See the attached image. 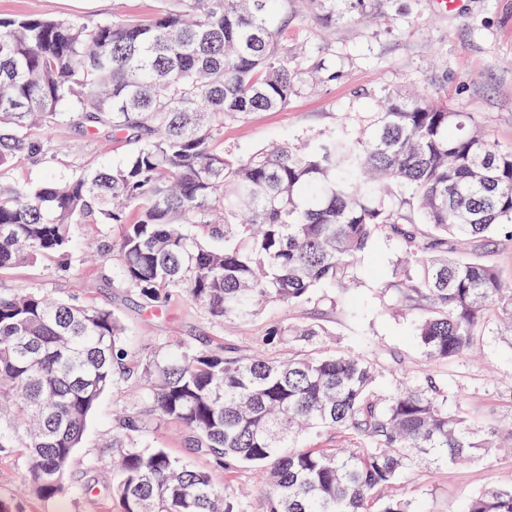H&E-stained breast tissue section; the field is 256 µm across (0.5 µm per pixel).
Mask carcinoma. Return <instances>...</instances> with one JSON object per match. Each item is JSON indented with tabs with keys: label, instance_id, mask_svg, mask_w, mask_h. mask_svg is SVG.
<instances>
[{
	"label": "carcinoma",
	"instance_id": "1",
	"mask_svg": "<svg viewBox=\"0 0 512 512\" xmlns=\"http://www.w3.org/2000/svg\"><path fill=\"white\" fill-rule=\"evenodd\" d=\"M276 9L288 12V0H171L152 16L95 24L0 17V168L40 156L61 123L128 146L117 163L66 181L0 182V271L68 255L75 224H115L120 235L101 251L145 307L182 296L222 324L325 284L348 290L361 253L385 234L404 255L386 287L420 310L429 359L470 355L493 308L512 328V278L465 252L502 232L512 239V148L468 113L391 93L356 138L224 150V124L298 94ZM124 336L109 309L0 291V448L23 450L36 495L66 491L88 417L120 378L148 383L144 409L113 432L121 512H243L207 472L138 444L155 415L182 424L216 466L254 468L267 486L259 512H372L417 465L512 443V428L448 410L435 386L379 393L364 356L284 360L184 343L132 365ZM322 430L343 432L345 446L296 445ZM466 512H512V486L484 489Z\"/></svg>",
	"mask_w": 512,
	"mask_h": 512
}]
</instances>
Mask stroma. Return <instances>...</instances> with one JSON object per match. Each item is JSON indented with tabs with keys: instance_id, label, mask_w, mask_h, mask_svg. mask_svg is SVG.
I'll use <instances>...</instances> for the list:
<instances>
[{
	"instance_id": "stroma-1",
	"label": "stroma",
	"mask_w": 512,
	"mask_h": 512,
	"mask_svg": "<svg viewBox=\"0 0 512 512\" xmlns=\"http://www.w3.org/2000/svg\"><path fill=\"white\" fill-rule=\"evenodd\" d=\"M164 0H0V15L38 14L109 22L149 16ZM297 72L299 92L287 108L256 112L224 126V146L248 155L273 141L297 142L323 136L358 135L389 92L420 95L448 106H462L472 122L505 147L512 146V0H461L458 11L442 14L434 0H368L367 8L335 21L322 9L292 17L280 35ZM335 73L318 82L316 74ZM124 145L86 137L82 129L60 125L46 159L20 158L0 170V179L31 188L48 178L68 179L111 163ZM115 226L78 224L69 258L51 256L0 273V288L37 289L80 304L112 310L127 328L126 344L134 359L175 341L198 349L218 346L247 354L262 349L284 358L310 350L349 352L373 359L381 368L379 387L398 382L435 385L448 394L451 411L483 422L512 425V339L490 323L475 352L448 362L430 361L415 336V311L398 294L383 293L401 253L394 240L378 237L359 259L358 282L348 291L353 307L335 302L336 292L317 289L293 306L270 304L253 320L215 324L185 298L172 297L162 313L141 306L138 296L112 277V262L91 257L87 242L118 235ZM291 323L320 331L314 343L267 344L272 327ZM144 390L135 381H117L90 417L82 445L67 467L68 488L51 499L27 490V469L17 452H0V500L12 512H120L106 493L113 481L109 444L117 415L143 407ZM187 432L164 419H151L139 435L148 446L208 471L228 492H244L246 512H257L266 489L253 468L215 466L185 443ZM96 486L94 497L78 487ZM512 484V456L491 453L435 470L421 467L391 485L389 498H409L420 512H464L466 503L490 485Z\"/></svg>"
}]
</instances>
